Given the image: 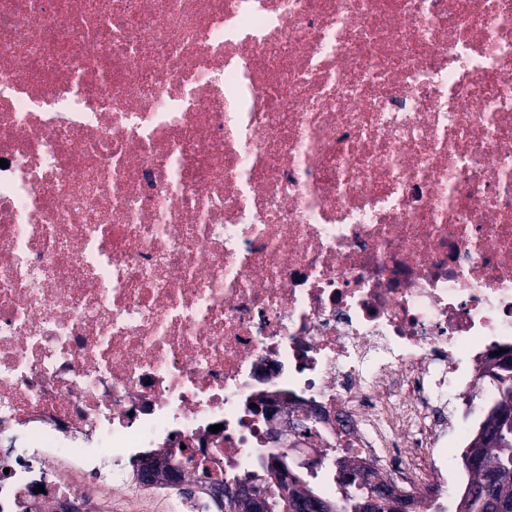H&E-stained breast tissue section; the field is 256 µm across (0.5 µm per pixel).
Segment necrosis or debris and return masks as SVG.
Returning a JSON list of instances; mask_svg holds the SVG:
<instances>
[{
  "label": "necrosis or debris",
  "instance_id": "4bbe7bcc",
  "mask_svg": "<svg viewBox=\"0 0 512 512\" xmlns=\"http://www.w3.org/2000/svg\"><path fill=\"white\" fill-rule=\"evenodd\" d=\"M0 512H214L287 401L457 491L512 356V0H0ZM264 404L266 414L254 407ZM203 454L200 450L190 448L184 453V457L180 464L174 465L172 468L165 467L162 462L154 459L143 460L140 463V472L147 480H163L166 482H177L183 473L187 471L197 472L204 469L206 465L203 463Z\"/></svg>",
  "mask_w": 512,
  "mask_h": 512
}]
</instances>
